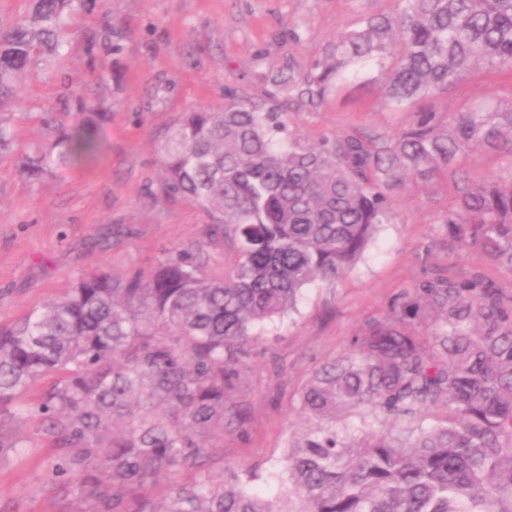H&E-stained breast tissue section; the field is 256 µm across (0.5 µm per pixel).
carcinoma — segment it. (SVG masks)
<instances>
[{
	"mask_svg": "<svg viewBox=\"0 0 512 512\" xmlns=\"http://www.w3.org/2000/svg\"><path fill=\"white\" fill-rule=\"evenodd\" d=\"M77 2L32 0L0 24V105L31 66L64 57ZM481 65L512 75V0H390L306 71L265 80L315 107L376 70L392 106L415 113L396 136L309 142L277 106L231 90L221 109L182 113L160 145L166 192L205 212L207 237L231 242L235 263L208 275L183 252L148 275L97 270L1 325L0 428L37 420L55 450L47 483L93 512H512V295L482 273L412 288L311 376L307 425L283 455L288 507L247 491L238 464L211 469L224 424L246 420L232 398L245 346L295 312L304 288L361 260L405 180L453 173L457 196L437 223L512 272V159L481 183L456 167L474 146H512V101L445 119L431 107ZM105 118L81 106L24 173L93 161ZM47 374L52 387L32 394ZM161 473L185 480L159 509L146 490Z\"/></svg>",
	"mask_w": 512,
	"mask_h": 512,
	"instance_id": "carcinoma-1",
	"label": "carcinoma"
}]
</instances>
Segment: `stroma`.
<instances>
[{"label":"stroma","instance_id":"obj_1","mask_svg":"<svg viewBox=\"0 0 512 512\" xmlns=\"http://www.w3.org/2000/svg\"><path fill=\"white\" fill-rule=\"evenodd\" d=\"M388 6V0H83L70 19L75 36L63 62L33 66L20 81L18 104L0 111L14 138L0 149V323L41 308L98 267L115 275L148 273L170 254L199 251L207 273H223L235 261L233 248L208 239L205 214L165 191L159 146L168 128L182 112L222 106L228 88L264 97V74L308 69L346 25ZM115 22L124 30L118 56L108 33ZM82 98L109 114L100 159L38 180L24 176L22 155L72 125ZM483 99L512 100V75L475 69L433 108L445 117ZM275 102L287 112L289 130L306 139L353 130L389 138L415 119L392 108L378 77L345 87L313 110L282 94ZM506 163V149L480 146L460 161L474 183L495 177ZM453 196L449 179L406 183L391 197V223L358 265L334 287L313 283L296 314L262 329L249 345L234 393L248 420L225 427L223 443L225 461L243 464L249 490L280 496L283 450L305 426L303 387L405 290L481 272L512 293V271L477 249H458L437 224ZM107 225L112 238L102 247ZM36 427L29 420L1 430L25 445L0 458V512H79L72 496L46 492L53 450L35 441Z\"/></svg>","mask_w":512,"mask_h":512}]
</instances>
